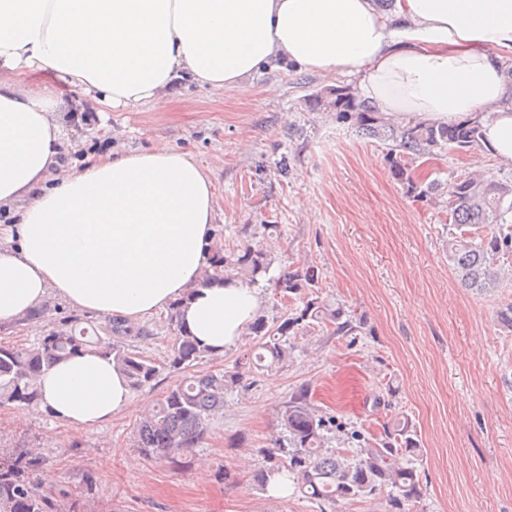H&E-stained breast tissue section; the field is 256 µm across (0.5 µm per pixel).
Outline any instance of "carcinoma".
<instances>
[{
  "label": "carcinoma",
  "mask_w": 512,
  "mask_h": 512,
  "mask_svg": "<svg viewBox=\"0 0 512 512\" xmlns=\"http://www.w3.org/2000/svg\"><path fill=\"white\" fill-rule=\"evenodd\" d=\"M315 112H334L339 120H348L362 138H379L389 142L387 159L396 180L407 185V192L418 201L447 197L449 224L458 229L448 239V262L465 288L486 291L500 280H512V265L501 258L512 252V231L506 226L505 214L512 211V184L497 180L465 176L442 187L439 182H417L411 165L430 159L446 148L468 151L481 146L479 124L466 121L436 124L414 120L396 127L382 113L358 98L353 88L336 85L324 87L308 99ZM477 227L471 233L464 227ZM216 258L202 283L234 275L251 283L270 265L266 254L249 243L222 252L213 244ZM318 284L317 272L308 266L285 273L274 288L285 297L309 296ZM310 319L334 327L345 335L364 327L365 322L347 316L341 306L329 309L310 299L297 317H287L269 325L257 316L248 326L258 338L263 353L258 361L269 366L286 361L290 355L289 332L299 329ZM167 328L173 342L163 360L151 359L138 347L127 343L133 327L119 319H110L103 327L106 336H90L88 331L70 327L53 330L31 348L0 346V406L20 403L40 404L38 380L57 360L81 352H97L112 357L128 378L131 388L138 389L153 381L163 370L180 372L182 379L171 385L158 405L138 422L134 447L147 459L174 466L188 463L187 454L207 434L210 421L224 409V394L240 383L236 371L201 373L195 367L212 353L200 347L180 325L179 308L167 311ZM281 426L288 432L287 444L278 441L266 450L273 465L255 471L253 483L265 489L271 476L287 469L296 478L298 489L321 503L366 499L384 487L392 488L388 512H408L409 503L421 498L423 485L417 469L398 464L400 456L418 451L409 421L385 427L383 434L365 443L350 458L339 451L324 448V431L330 420L311 407L308 391L292 393L278 412ZM44 459L36 448L0 449V512H83L78 498L64 500L66 493L43 487Z\"/></svg>",
  "instance_id": "cac0c4a2"
}]
</instances>
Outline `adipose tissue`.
I'll return each instance as SVG.
<instances>
[{"mask_svg": "<svg viewBox=\"0 0 512 512\" xmlns=\"http://www.w3.org/2000/svg\"><path fill=\"white\" fill-rule=\"evenodd\" d=\"M512 0H0V70L49 69L103 106H161L175 80L242 91L260 70L363 75L361 92L396 121H477L512 166ZM57 90L0 81V323L49 293L127 321L179 305L216 354L238 344L261 305L211 265L217 192L193 156L164 145L64 168ZM41 403L69 426L111 421L131 390L112 358L84 352L40 378Z\"/></svg>", "mask_w": 512, "mask_h": 512, "instance_id": "adipose-tissue-1", "label": "adipose tissue"}]
</instances>
